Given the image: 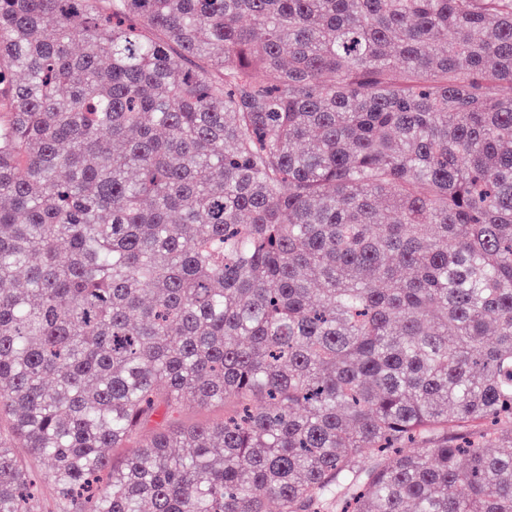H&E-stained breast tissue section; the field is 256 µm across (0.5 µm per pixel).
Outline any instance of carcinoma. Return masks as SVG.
<instances>
[{"mask_svg":"<svg viewBox=\"0 0 512 512\" xmlns=\"http://www.w3.org/2000/svg\"><path fill=\"white\" fill-rule=\"evenodd\" d=\"M504 83L512 0H0V512L17 443L57 512H512ZM224 417V404L213 403L207 406H200L194 402H187L180 417L183 424L195 423H216Z\"/></svg>","mask_w":512,"mask_h":512,"instance_id":"1","label":"carcinoma"}]
</instances>
